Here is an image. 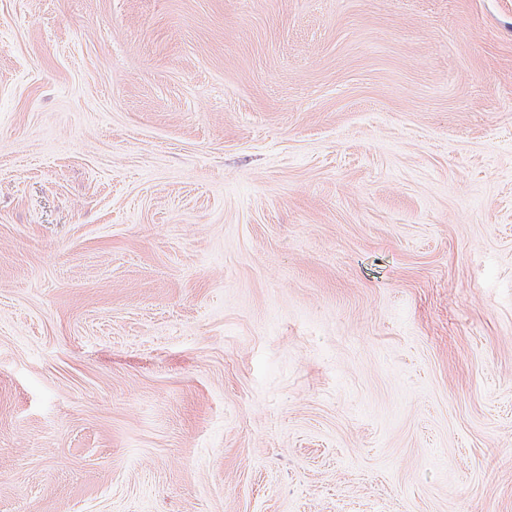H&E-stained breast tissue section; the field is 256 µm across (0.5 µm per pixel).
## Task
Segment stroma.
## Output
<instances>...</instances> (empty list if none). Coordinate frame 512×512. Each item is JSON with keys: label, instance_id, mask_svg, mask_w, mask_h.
Returning a JSON list of instances; mask_svg holds the SVG:
<instances>
[{"label": "stroma", "instance_id": "stroma-1", "mask_svg": "<svg viewBox=\"0 0 512 512\" xmlns=\"http://www.w3.org/2000/svg\"><path fill=\"white\" fill-rule=\"evenodd\" d=\"M0 512H512V0H0Z\"/></svg>", "mask_w": 512, "mask_h": 512}]
</instances>
